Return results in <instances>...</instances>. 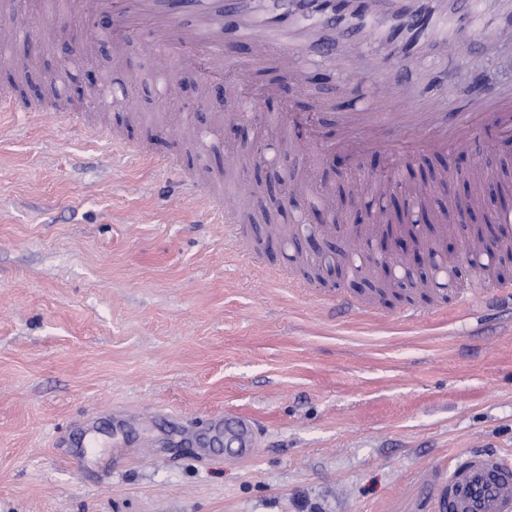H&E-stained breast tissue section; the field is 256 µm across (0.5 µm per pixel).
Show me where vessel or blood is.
Returning a JSON list of instances; mask_svg holds the SVG:
<instances>
[{"label":"vessel or blood","mask_w":512,"mask_h":512,"mask_svg":"<svg viewBox=\"0 0 512 512\" xmlns=\"http://www.w3.org/2000/svg\"><path fill=\"white\" fill-rule=\"evenodd\" d=\"M493 15L489 49L512 43V22L497 21L499 0H475ZM84 13L107 20L106 35L120 47L148 37L155 68L167 79L168 96L176 94L174 72L178 69L203 72L206 81L222 80L224 97L264 100L280 97L282 85L302 86L301 57H316L333 72H345L335 85V97L357 95L362 83H369L374 97L383 104L380 112L351 109L338 113L331 128H324L320 112L330 101L319 104V113L299 122L291 100H284L278 122L295 131L291 150L317 161L345 154L352 168L363 175L372 192L384 190L386 181L398 180L401 173L422 156L431 153L455 155L470 151L482 126L497 125L512 135V87L491 93L477 90L471 100L459 103L452 113L439 111L427 100L420 87L400 79L397 58L425 55L442 48H453L467 41L469 22L454 10L448 0H358L353 17L344 23L319 15L292 11L286 0H72ZM31 19L14 11L7 27L0 29V45L29 35ZM251 45L248 55L232 52L236 43ZM272 71L279 84L255 83L254 74ZM384 161L380 174L368 173L367 153ZM165 169L171 180L189 187L193 198L203 200L207 212L223 223L226 249L234 259L250 261L244 246V230L230 194L200 186L174 164ZM318 192L325 208L336 205V189L325 184L312 189L303 181L290 184L297 198ZM379 230L375 224H358L345 229L335 224L321 228L324 235L343 234L350 250H358L362 239ZM325 309L345 310L353 315L364 312L355 296L324 292ZM230 435L242 447H251L254 424L238 411L224 413ZM429 512H512V460L498 451L475 448L458 454L446 471L433 482Z\"/></svg>","instance_id":"1"}]
</instances>
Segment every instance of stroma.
Here are the masks:
<instances>
[{
  "instance_id": "1",
  "label": "stroma",
  "mask_w": 512,
  "mask_h": 512,
  "mask_svg": "<svg viewBox=\"0 0 512 512\" xmlns=\"http://www.w3.org/2000/svg\"><path fill=\"white\" fill-rule=\"evenodd\" d=\"M25 2L39 50L11 45L21 79L0 53V90L71 101L149 157L114 156L55 112L0 119V512H427L455 454L512 453V311L464 319L450 287L439 303L400 293L375 317L327 314L318 282L292 292L226 256L223 225L154 163L224 192L287 172L363 200L333 158L278 154L263 172L227 161L276 142L282 98L309 112L330 95L317 60L301 62L308 92L283 87L240 137L214 117L234 104L199 73L165 96L143 40L60 65L63 42L88 41L98 20ZM431 66L458 99L478 73L512 84V44L490 54L476 35ZM474 150L512 188V144L486 130ZM464 162L430 154L415 168L445 210L473 192L441 180ZM239 208L261 247L264 225L317 222L310 199L280 209L261 189ZM228 409L256 424L250 454L225 445Z\"/></svg>"
}]
</instances>
